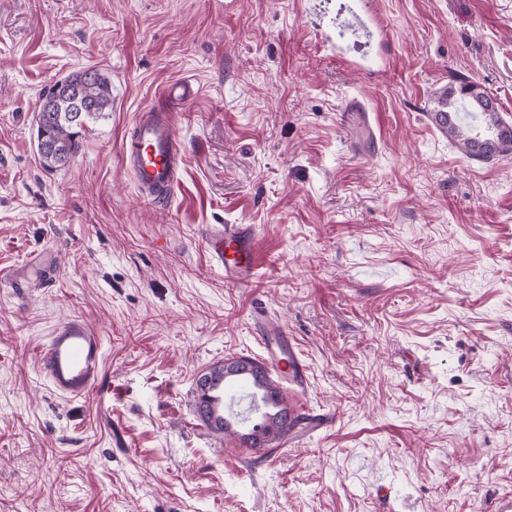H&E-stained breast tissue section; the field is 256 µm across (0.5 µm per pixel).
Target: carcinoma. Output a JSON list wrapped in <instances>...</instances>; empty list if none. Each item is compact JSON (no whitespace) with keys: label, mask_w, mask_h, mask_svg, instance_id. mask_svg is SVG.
Segmentation results:
<instances>
[{"label":"carcinoma","mask_w":512,"mask_h":512,"mask_svg":"<svg viewBox=\"0 0 512 512\" xmlns=\"http://www.w3.org/2000/svg\"><path fill=\"white\" fill-rule=\"evenodd\" d=\"M112 108V89L108 79L96 69H87L54 81L41 96L37 114V141L43 165L57 168L66 165L77 149L76 137L86 122ZM434 119L448 134L459 151L469 159L488 163L512 151V126L502 121L493 99L479 85L461 81L445 87L440 93ZM259 369L253 387L259 399H270L278 405L259 427L260 443L273 450L288 440L293 426L302 417L288 418L286 397L267 377L261 362L240 357ZM194 413L210 430L243 440L242 431L231 428L230 420L217 416L203 386L196 389Z\"/></svg>","instance_id":"1"}]
</instances>
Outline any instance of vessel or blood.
<instances>
[{
	"instance_id": "vessel-or-blood-1",
	"label": "vessel or blood",
	"mask_w": 512,
	"mask_h": 512,
	"mask_svg": "<svg viewBox=\"0 0 512 512\" xmlns=\"http://www.w3.org/2000/svg\"><path fill=\"white\" fill-rule=\"evenodd\" d=\"M356 26L367 36L384 35L385 29L368 0H358ZM123 162L141 194L163 200L178 180L182 163L181 144L168 114L158 108L143 110L135 120L133 136ZM256 233L246 224H218L208 228L204 242L213 262L224 271L225 280L246 285L252 282L261 260L255 248ZM252 321L256 339L265 352L264 363L280 386L306 390L308 367L284 331L271 325L265 311H255ZM40 372L54 395L65 400L86 397L98 384L103 365V341L84 319L73 317L54 329L37 347ZM228 414L250 423L264 407L254 402L250 384H243L235 397L224 403Z\"/></svg>"
}]
</instances>
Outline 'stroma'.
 <instances>
[{
  "instance_id": "35a3bbf8",
  "label": "stroma",
  "mask_w": 512,
  "mask_h": 512,
  "mask_svg": "<svg viewBox=\"0 0 512 512\" xmlns=\"http://www.w3.org/2000/svg\"><path fill=\"white\" fill-rule=\"evenodd\" d=\"M353 0H0V512H494L512 497V153L462 155L438 92L478 83L512 124V0H376L388 47L319 26ZM360 60L364 69L351 67ZM94 68L112 108L70 162L37 152L40 95ZM166 106L178 185L145 201L122 162ZM358 99L379 120L354 147ZM252 225L262 264L229 284L203 243ZM263 306L309 367L287 402L328 426L273 452L194 415L199 375L261 359ZM72 316L104 339L79 401L36 347Z\"/></svg>"
}]
</instances>
